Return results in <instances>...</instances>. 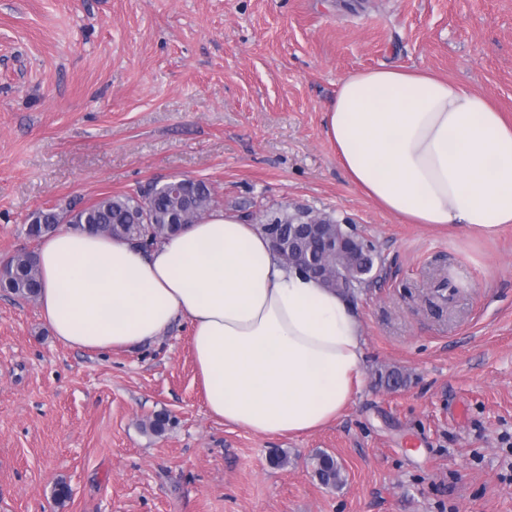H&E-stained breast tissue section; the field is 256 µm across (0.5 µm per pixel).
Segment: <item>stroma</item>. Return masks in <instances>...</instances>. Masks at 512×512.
Instances as JSON below:
<instances>
[{"mask_svg":"<svg viewBox=\"0 0 512 512\" xmlns=\"http://www.w3.org/2000/svg\"><path fill=\"white\" fill-rule=\"evenodd\" d=\"M383 66L512 117V0H0V257L35 248L39 209L173 176L250 223L329 213L380 256L352 298L362 387L295 438L209 413L185 320L96 352L0 291V512H512V227L405 224L349 182L324 115L340 78ZM449 265L469 286L433 306ZM392 370L404 386L380 382ZM322 453L340 486L316 477ZM315 474L319 482L328 487H336L343 483L340 464L328 454H322L318 457Z\"/></svg>","mask_w":512,"mask_h":512,"instance_id":"35a3bbf8","label":"stroma"}]
</instances>
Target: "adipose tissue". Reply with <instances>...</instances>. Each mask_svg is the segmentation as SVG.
Returning a JSON list of instances; mask_svg holds the SVG:
<instances>
[{
    "label": "adipose tissue",
    "instance_id": "1",
    "mask_svg": "<svg viewBox=\"0 0 512 512\" xmlns=\"http://www.w3.org/2000/svg\"><path fill=\"white\" fill-rule=\"evenodd\" d=\"M325 135L350 183L405 223L474 238L512 224V123L458 82L400 67L350 73ZM38 256L40 313L64 345L127 349L186 320L207 407L224 423L310 433L361 384L354 304L289 271L234 212L210 211L146 251L61 229Z\"/></svg>",
    "mask_w": 512,
    "mask_h": 512
}]
</instances>
